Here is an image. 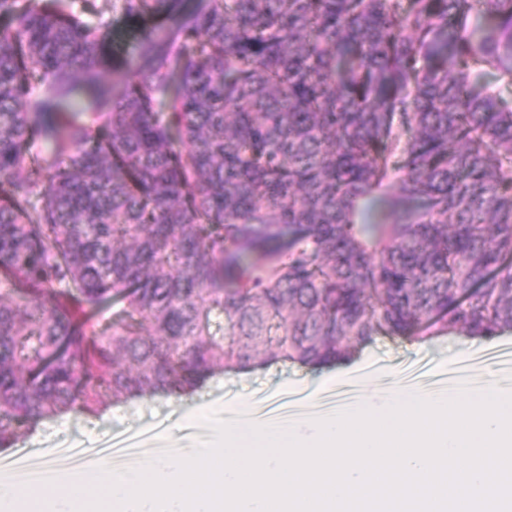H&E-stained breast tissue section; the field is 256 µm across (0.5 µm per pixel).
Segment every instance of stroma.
<instances>
[{
	"label": "stroma",
	"instance_id": "obj_1",
	"mask_svg": "<svg viewBox=\"0 0 512 512\" xmlns=\"http://www.w3.org/2000/svg\"><path fill=\"white\" fill-rule=\"evenodd\" d=\"M512 353V329L490 340L471 342L451 333L407 340L385 336L360 349L350 360L319 367L270 359L260 365L214 371L194 391L174 395L147 393L108 404L91 416L70 410L23 430L12 447L0 450V477L15 478L21 464L65 457L99 458L129 448L151 455L155 446L208 437L194 416L203 408L218 410L223 419L236 418L240 401H247L246 418L255 423L272 420L275 411L296 405L321 406L329 397L385 390L391 378L409 390L430 392L449 369H470L479 381L501 377L500 356ZM330 376L329 384L317 380Z\"/></svg>",
	"mask_w": 512,
	"mask_h": 512
}]
</instances>
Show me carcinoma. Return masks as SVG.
<instances>
[{
  "label": "carcinoma",
  "mask_w": 512,
  "mask_h": 512,
  "mask_svg": "<svg viewBox=\"0 0 512 512\" xmlns=\"http://www.w3.org/2000/svg\"><path fill=\"white\" fill-rule=\"evenodd\" d=\"M158 19L115 86L112 13ZM512 0H0V449L376 335L512 328Z\"/></svg>",
  "instance_id": "obj_1"
}]
</instances>
